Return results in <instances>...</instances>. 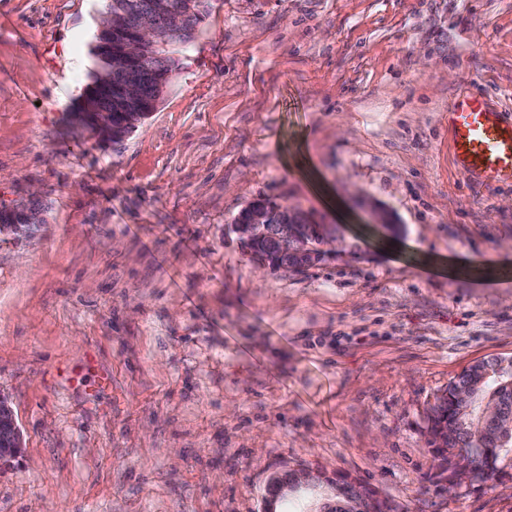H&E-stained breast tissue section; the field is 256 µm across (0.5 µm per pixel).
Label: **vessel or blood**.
<instances>
[{"instance_id": "b4317fda", "label": "vessel or blood", "mask_w": 512, "mask_h": 512, "mask_svg": "<svg viewBox=\"0 0 512 512\" xmlns=\"http://www.w3.org/2000/svg\"><path fill=\"white\" fill-rule=\"evenodd\" d=\"M457 165L480 184L512 183V122L475 91L460 93L448 114Z\"/></svg>"}]
</instances>
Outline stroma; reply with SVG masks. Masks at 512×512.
Here are the masks:
<instances>
[{
  "label": "stroma",
  "mask_w": 512,
  "mask_h": 512,
  "mask_svg": "<svg viewBox=\"0 0 512 512\" xmlns=\"http://www.w3.org/2000/svg\"><path fill=\"white\" fill-rule=\"evenodd\" d=\"M120 143L73 121L104 0H0V512H260L347 472L397 512H512V452L436 484L430 405L512 357V185L453 161L469 84L512 110V0H205ZM267 199L341 232L305 272L230 226ZM384 214L397 227L376 222ZM21 452V439L14 412L0 397V464ZM290 474L291 472H289V470L285 471L279 475L283 478L288 477V479L283 481L270 480L268 482L267 485L269 487L264 496L263 512H279L277 510L279 503L281 504L283 500L288 499L289 496H295L301 489H316L319 480L322 479L318 471L306 468L296 470L291 479ZM289 479L290 481L288 483Z\"/></svg>",
  "instance_id": "1"
}]
</instances>
